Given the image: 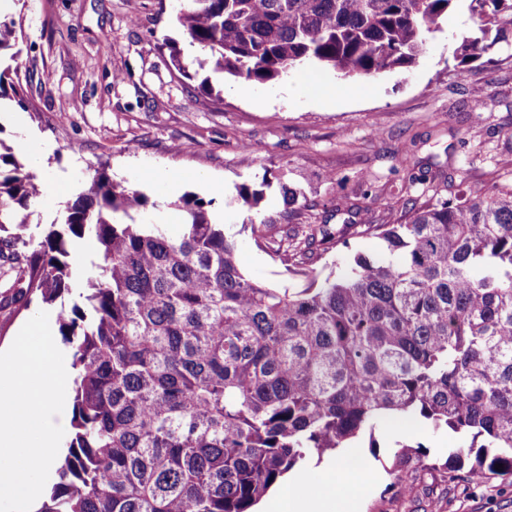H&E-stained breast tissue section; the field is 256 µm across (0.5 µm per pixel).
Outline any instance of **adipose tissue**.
Listing matches in <instances>:
<instances>
[{"instance_id":"obj_1","label":"adipose tissue","mask_w":512,"mask_h":512,"mask_svg":"<svg viewBox=\"0 0 512 512\" xmlns=\"http://www.w3.org/2000/svg\"><path fill=\"white\" fill-rule=\"evenodd\" d=\"M338 477L323 493L316 494L298 483L284 485L278 494L281 512H357V492L366 480L357 463L339 462Z\"/></svg>"}]
</instances>
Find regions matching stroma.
<instances>
[{"mask_svg":"<svg viewBox=\"0 0 512 512\" xmlns=\"http://www.w3.org/2000/svg\"><path fill=\"white\" fill-rule=\"evenodd\" d=\"M182 0H11L24 42L18 60L24 99L0 98V139L18 160L24 144L44 149L36 170L75 199L93 168L135 186L155 202L147 219L181 229L177 201L195 194L212 203L215 217L237 228V259L253 281L279 286L289 277L279 261L258 249L244 218L224 200L241 183L260 181L264 170L297 190L302 221L338 224L337 200L360 184L376 188L399 179L398 155L411 152L416 174H452L482 180L496 164L512 161V43L468 65L449 59L465 31L449 14L408 70L344 79L333 71L302 69L288 79L245 83L192 68L177 77L171 50L195 57L176 20ZM306 90H299V82ZM492 96L475 106L478 89ZM221 104H213V97ZM482 144L480 154L461 137ZM377 447H370V440ZM373 439L310 460L288 473L310 490L324 489L338 460L358 459L374 478L361 512H512V484L500 480L474 488L443 474L414 473V487L392 488L402 446H422L425 461L443 464L460 439L418 421H378Z\"/></svg>","mask_w":512,"mask_h":512,"instance_id":"obj_1","label":"stroma"}]
</instances>
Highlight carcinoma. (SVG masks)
Masks as SVG:
<instances>
[{
  "label": "carcinoma",
  "instance_id": "1",
  "mask_svg": "<svg viewBox=\"0 0 512 512\" xmlns=\"http://www.w3.org/2000/svg\"><path fill=\"white\" fill-rule=\"evenodd\" d=\"M455 12L469 21L459 65L512 35V0H184L177 20L213 72L267 83L408 68ZM22 41V24L0 18V55L17 60ZM9 91L23 101L17 66L0 70ZM397 163L408 218L396 224L365 222L349 197L341 224L265 213L279 179L267 169L259 187L236 186L225 206L249 212L255 244L303 281L270 288L243 274L211 202L181 198L172 235L140 221L148 196L103 169L61 222L26 234L39 188L0 140V320L55 304L72 240L98 245L79 301L57 307L73 436L38 512H253L308 454L349 448L382 418L460 437L450 479L512 481V189L491 171L456 191L450 176H416L407 153ZM363 236L386 257L321 264ZM421 457L403 450L393 485Z\"/></svg>",
  "mask_w": 512,
  "mask_h": 512
}]
</instances>
